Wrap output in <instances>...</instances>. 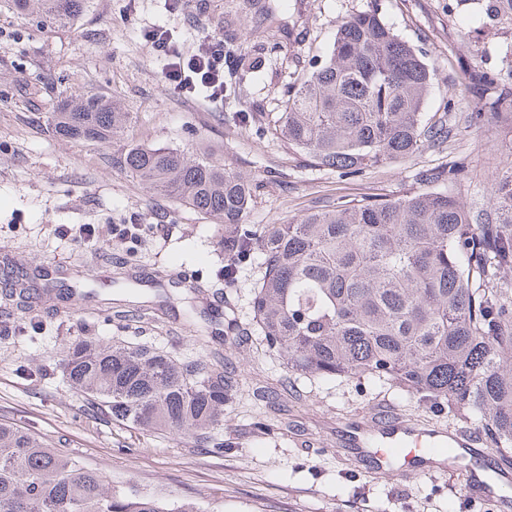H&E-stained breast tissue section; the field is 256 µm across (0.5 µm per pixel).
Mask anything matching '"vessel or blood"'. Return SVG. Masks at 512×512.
Listing matches in <instances>:
<instances>
[{
    "instance_id": "obj_1",
    "label": "vessel or blood",
    "mask_w": 512,
    "mask_h": 512,
    "mask_svg": "<svg viewBox=\"0 0 512 512\" xmlns=\"http://www.w3.org/2000/svg\"><path fill=\"white\" fill-rule=\"evenodd\" d=\"M345 439L383 475L394 462L402 475L430 472L426 459L431 449L445 448L462 460L459 474L481 497H494L497 482L512 478V459L477 449L475 435L459 429H425L382 408L347 427Z\"/></svg>"
}]
</instances>
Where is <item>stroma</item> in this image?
Wrapping results in <instances>:
<instances>
[{"label": "stroma", "instance_id": "35a3bbf8", "mask_svg": "<svg viewBox=\"0 0 512 512\" xmlns=\"http://www.w3.org/2000/svg\"><path fill=\"white\" fill-rule=\"evenodd\" d=\"M265 21L246 0H91L72 25H40L0 0V258L45 269L95 297L68 305L45 299L39 323L0 305V423H14L63 448L112 484L132 485L166 501L196 499L204 512H498L463 480L438 473L405 480L374 472L339 444L345 426L382 406L428 428L480 431L422 405L398 387L372 379H307L261 341L252 296L264 273L261 258L232 281L220 270L216 228L167 197L146 193L121 171L128 143L216 151L256 183L248 224H285L307 210L341 200L390 198L435 189L477 206L512 158V114L480 112L481 74L512 87V24L480 15L470 0H265ZM374 12L418 50L434 73L423 118H445L448 139L411 157L342 177L310 163L277 138L274 122L289 86L312 71L337 22ZM170 29L184 52L207 36L223 38L224 105L173 93L144 32ZM118 101L133 122L123 139L101 145L61 142L46 130L53 103L76 92ZM457 162L454 184L428 185L426 171ZM95 224L87 241L62 227ZM112 224H139V241L118 245ZM181 276L199 285L186 303L154 298L155 318H139L134 296L147 280ZM224 303L227 367L240 392L224 413L223 452L169 434H146L89 410L63 378L68 346L87 337L148 344L183 359L199 354L182 327L183 306L206 315ZM286 390L283 409L255 399L261 387ZM269 431H260L257 420Z\"/></svg>", "mask_w": 512, "mask_h": 512}]
</instances>
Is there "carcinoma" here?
<instances>
[{"label": "carcinoma", "mask_w": 512, "mask_h": 512, "mask_svg": "<svg viewBox=\"0 0 512 512\" xmlns=\"http://www.w3.org/2000/svg\"><path fill=\"white\" fill-rule=\"evenodd\" d=\"M49 24L72 25L89 0H10ZM512 20V0H477ZM433 72L416 49L374 12L336 25L323 60L288 90L276 128L288 148L344 176L409 157L448 139L444 119L422 120ZM133 116L98 94L54 107L46 129L62 142L102 145ZM123 169L221 231L230 278L263 258L254 324L266 347L305 378H371L421 402L477 419L486 446L512 448V162L479 210L441 192L336 202L286 224L244 223L250 177L224 155L129 144ZM452 162L426 177L455 182ZM8 301L35 320L43 297L16 270ZM217 321L190 322L204 355L181 360L147 344L80 339L64 359L69 385L115 423L165 431L218 450L213 434L238 394L224 370ZM0 512H202L192 500L166 504L116 488L99 470L18 425L0 423Z\"/></svg>", "instance_id": "cac0c4a2"}]
</instances>
